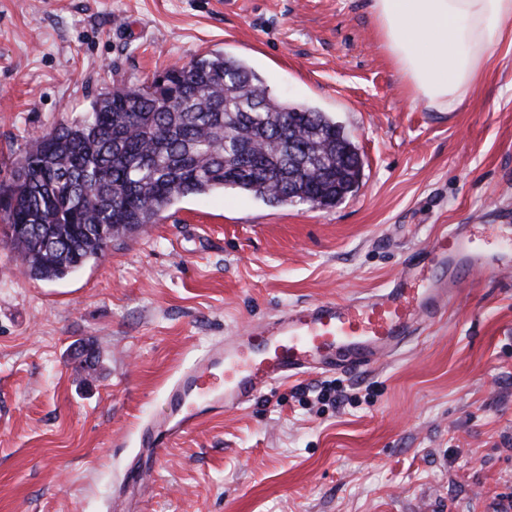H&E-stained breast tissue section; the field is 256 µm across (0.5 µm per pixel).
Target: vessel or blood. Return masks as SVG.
Listing matches in <instances>:
<instances>
[{
  "label": "vessel or blood",
  "instance_id": "b4317fda",
  "mask_svg": "<svg viewBox=\"0 0 512 512\" xmlns=\"http://www.w3.org/2000/svg\"><path fill=\"white\" fill-rule=\"evenodd\" d=\"M511 264V242L490 251L458 226L413 251L386 288L359 300L291 308L253 330L225 337L180 373L167 390L161 415L143 427L139 447L146 465L201 420L251 404L272 384L389 358L455 302L463 278Z\"/></svg>",
  "mask_w": 512,
  "mask_h": 512
}]
</instances>
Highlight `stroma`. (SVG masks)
<instances>
[{
	"label": "stroma",
	"instance_id": "obj_1",
	"mask_svg": "<svg viewBox=\"0 0 512 512\" xmlns=\"http://www.w3.org/2000/svg\"><path fill=\"white\" fill-rule=\"evenodd\" d=\"M370 2L0 0V185L113 86L214 53L327 113L363 161L335 207L180 198L59 280L25 276L0 241V512H512V270L471 274L386 362L273 385L122 484L209 344L384 288L439 230L512 236V45L440 112L411 99ZM330 381L348 401L318 400Z\"/></svg>",
	"mask_w": 512,
	"mask_h": 512
}]
</instances>
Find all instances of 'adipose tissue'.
Wrapping results in <instances>:
<instances>
[{"label": "adipose tissue", "instance_id": "ef3b65f1", "mask_svg": "<svg viewBox=\"0 0 512 512\" xmlns=\"http://www.w3.org/2000/svg\"><path fill=\"white\" fill-rule=\"evenodd\" d=\"M382 46L415 101L452 111L512 30V0H372Z\"/></svg>", "mask_w": 512, "mask_h": 512}]
</instances>
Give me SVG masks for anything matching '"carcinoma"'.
<instances>
[{"instance_id": "cac0c4a2", "label": "carcinoma", "mask_w": 512, "mask_h": 512, "mask_svg": "<svg viewBox=\"0 0 512 512\" xmlns=\"http://www.w3.org/2000/svg\"><path fill=\"white\" fill-rule=\"evenodd\" d=\"M0 196V232L25 273L53 281L180 197L218 188L270 204L329 208L357 192L363 163L324 112L273 95L241 61L214 54L117 85L85 118L33 140Z\"/></svg>"}]
</instances>
